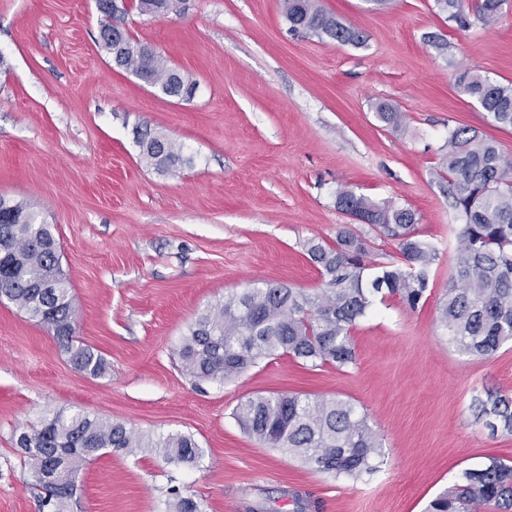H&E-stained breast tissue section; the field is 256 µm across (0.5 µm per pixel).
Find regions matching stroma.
Here are the masks:
<instances>
[{
	"mask_svg": "<svg viewBox=\"0 0 512 512\" xmlns=\"http://www.w3.org/2000/svg\"><path fill=\"white\" fill-rule=\"evenodd\" d=\"M320 3L364 44L290 33L282 0L130 10V33L197 82L177 101L101 51L93 0H0V195L55 226L76 335L109 364L101 378L76 371L51 331L0 302V512H39L13 432L59 411L144 436L190 434L204 450L196 465L103 454L84 467L72 512H166L173 488L204 512H295L296 487L319 512H424L465 469L512 459V433L470 408L490 392L512 396V344L463 354L438 311L461 223L440 176L448 131L475 128L512 157V128L492 124L456 76L512 82V2L490 28L459 26L434 0ZM380 101L405 115L404 131L377 120ZM139 128L180 146L183 164L146 165ZM343 186L411 208L418 238L439 249L418 307L376 303L341 369L281 356L226 382L185 375L178 351L208 306L264 281L320 288L307 240L334 243L344 227L368 233L370 261L399 260L396 241L337 209ZM269 391L353 403L382 443L380 471L337 479L249 437L233 411Z\"/></svg>",
	"mask_w": 512,
	"mask_h": 512,
	"instance_id": "stroma-1",
	"label": "stroma"
}]
</instances>
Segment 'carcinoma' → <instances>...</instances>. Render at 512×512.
I'll use <instances>...</instances> for the list:
<instances>
[{
  "label": "carcinoma",
  "instance_id": "carcinoma-1",
  "mask_svg": "<svg viewBox=\"0 0 512 512\" xmlns=\"http://www.w3.org/2000/svg\"><path fill=\"white\" fill-rule=\"evenodd\" d=\"M508 0H474L476 20L495 25ZM448 19L466 23L463 0H435ZM103 11L98 44L112 54V28L124 21ZM290 29L359 46L364 35L341 23L319 0H283ZM123 65L140 68L142 81L165 96H194L196 83L158 56L143 61L136 48L143 41L123 29ZM457 86L500 127L512 128V82L501 83L465 70ZM378 120L394 131L403 113L386 103L375 107ZM147 164L168 172L183 163L181 149L148 131L137 133ZM441 168L448 174V196L464 219L452 258L448 294L439 308L448 342L475 357L493 355L512 341V159L478 130L448 131ZM336 207L362 218L373 231L398 241L401 261L375 266L368 261V241L349 229L336 242L311 240L307 255L322 278L315 294L279 282L244 289L201 312L189 326L178 355L183 370L196 379L224 381L259 362L291 357L310 368L341 369L355 360L350 334L373 309L375 296L395 297L416 308L429 284L438 248L418 238L417 213L392 203H377L348 187L336 192ZM0 298L53 332L74 369L94 378L107 371L105 358L76 340L75 299L61 266L55 228L39 219L34 207L0 196ZM476 420L512 433V397L490 393L473 404ZM233 416L262 444L282 449L313 471L359 479L377 471L381 443L366 416L349 401L310 394L270 392L240 402ZM15 449L28 467L40 512H68L83 466L108 452L131 454L139 448L160 450L167 463H197L203 456L191 435L158 439L135 435L120 422L86 413L56 412L14 433ZM167 512H203L192 497L171 490ZM494 505L512 512V461L491 457L465 470L462 482L430 501L427 512H475Z\"/></svg>",
  "mask_w": 512,
  "mask_h": 512
}]
</instances>
